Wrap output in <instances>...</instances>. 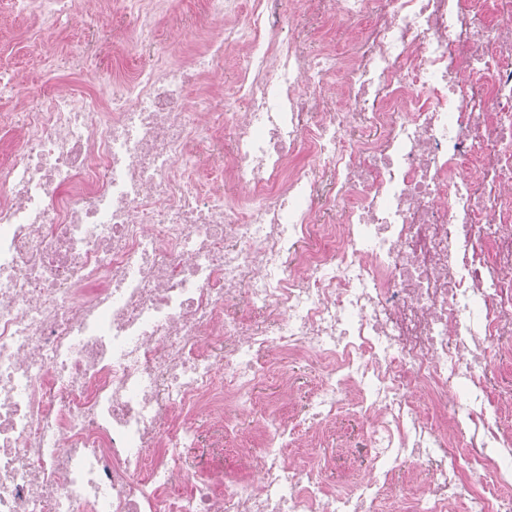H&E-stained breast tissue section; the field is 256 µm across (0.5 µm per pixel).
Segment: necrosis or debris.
<instances>
[{"label":"necrosis or debris","instance_id":"necrosis-or-debris-1","mask_svg":"<svg viewBox=\"0 0 512 512\" xmlns=\"http://www.w3.org/2000/svg\"><path fill=\"white\" fill-rule=\"evenodd\" d=\"M304 3L320 53L201 0L191 60L0 113V512H512V0ZM234 56L243 111L193 110ZM351 414L368 468L325 483ZM205 425L246 477L188 464ZM315 372L304 364H297L292 373V402L295 408L303 411L308 404L311 388L316 383Z\"/></svg>","mask_w":512,"mask_h":512}]
</instances>
